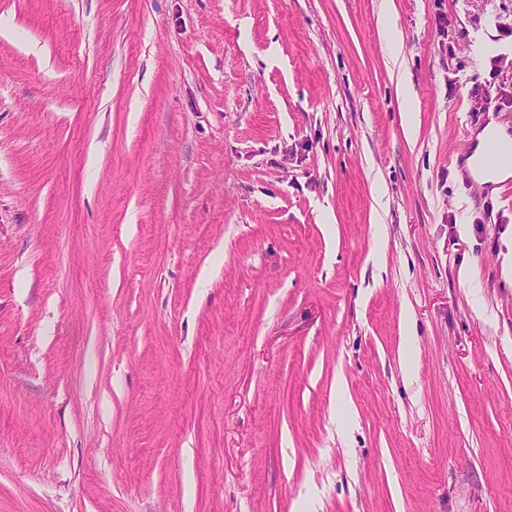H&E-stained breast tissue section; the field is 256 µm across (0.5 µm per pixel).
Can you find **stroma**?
Wrapping results in <instances>:
<instances>
[{
    "label": "stroma",
    "instance_id": "stroma-1",
    "mask_svg": "<svg viewBox=\"0 0 512 512\" xmlns=\"http://www.w3.org/2000/svg\"><path fill=\"white\" fill-rule=\"evenodd\" d=\"M510 86L512 0H0V512H512ZM483 163L488 168H510L511 171L507 168L498 170L495 174L496 178L491 179L495 182L508 180L510 176L512 177V143L507 145L492 144L484 157Z\"/></svg>",
    "mask_w": 512,
    "mask_h": 512
}]
</instances>
